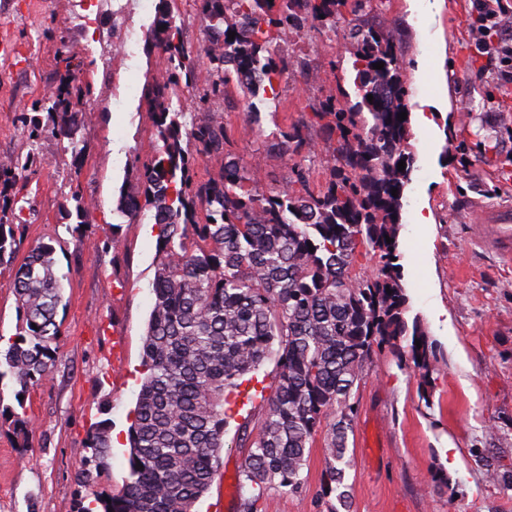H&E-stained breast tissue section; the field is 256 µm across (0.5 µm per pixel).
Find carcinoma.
Masks as SVG:
<instances>
[{
    "label": "carcinoma",
    "mask_w": 512,
    "mask_h": 512,
    "mask_svg": "<svg viewBox=\"0 0 512 512\" xmlns=\"http://www.w3.org/2000/svg\"><path fill=\"white\" fill-rule=\"evenodd\" d=\"M195 6L208 36L198 49L182 40L171 8L154 21L146 51L164 55L168 77L147 85L144 99L161 147L143 162L133 159L139 187L118 206L130 223L154 221L159 252L144 380L128 431V473L119 489L92 492L78 512H192L216 475L228 395L271 357L274 391L261 396L264 418L247 434L238 512H257L271 487L297 491L319 434L322 495L337 500L325 502L326 512H349L348 432L365 368L388 350L429 385L438 363L435 344L406 318L401 283L405 188L418 163L411 119L398 118L408 110L402 55L389 30L359 22L367 0H195ZM319 25L342 28L355 72L354 92L338 81L336 93L312 105L328 142L325 183L316 192L295 189L307 186L304 161L315 152L302 122L280 131L272 144L292 161L293 180L266 190L257 166L230 151L224 116L209 112L187 124L174 105L175 88L197 86L206 72L197 102L205 110L226 95L233 73L251 97L276 102L285 74L304 65L283 46ZM61 62L56 92L19 113L18 122L37 138L48 119L52 134L78 156L85 145L72 108L81 67L70 57ZM214 154L224 155V170L196 180V167ZM29 165L19 157L0 162V269L9 273L21 309L16 333L0 348V382L14 380L19 396L48 375L61 339L62 288L52 245L39 243L16 263L23 244L17 232L27 218L13 191ZM367 256L375 267L361 277L355 266ZM110 447L109 428L90 427L91 455L77 475L80 484L97 483Z\"/></svg>",
    "instance_id": "obj_1"
}]
</instances>
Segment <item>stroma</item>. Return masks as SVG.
I'll use <instances>...</instances> for the list:
<instances>
[{
  "instance_id": "35a3bbf8",
  "label": "stroma",
  "mask_w": 512,
  "mask_h": 512,
  "mask_svg": "<svg viewBox=\"0 0 512 512\" xmlns=\"http://www.w3.org/2000/svg\"><path fill=\"white\" fill-rule=\"evenodd\" d=\"M124 17L90 0H0V31L16 42V57L0 59V160L34 154L28 172L31 216L23 244L49 243L63 278L60 355L52 372L19 393L0 381V406L25 405L34 433L20 447L11 418L0 416V512H77L87 496L76 475L90 451V425H109L111 448L100 486L119 487L127 475V431L144 377L143 344L153 304L158 228L129 224L116 211L121 189L132 188L133 156L157 147L139 92L163 80V56L147 53L150 27L162 7L141 10L127 0ZM367 21L393 28L403 56L411 109L432 111L433 125L412 128L420 156L405 190L400 230L402 283L408 314L440 357L435 384L424 392L417 372L399 368L389 353L374 355L357 389L349 434L346 484L350 512H512V260L481 243L471 225L477 202L512 198V93L487 97L474 83L468 32L469 0H442L440 9L412 12L406 0H373ZM138 41L121 47L126 26ZM290 55L306 59L286 80L279 103L261 105L266 139L281 127L310 119L315 99L335 87L329 61L349 60L341 35L326 30L293 39ZM82 63L90 90L81 100L80 158L52 135L31 142L18 112L49 96L60 79L58 56ZM450 96L457 110L433 108ZM248 96L230 85L212 111L223 113L238 157L258 164L264 187L290 174L285 158L267 151L244 120ZM80 191L83 215L69 197ZM432 223L421 224L417 213ZM85 222L86 233L73 231ZM117 236L120 259L97 251ZM123 343L121 379L112 375V339ZM261 408L234 407L225 429L217 475L195 512H237L234 486L249 452L243 424L257 426ZM495 468L502 481L491 480ZM324 451L315 440L296 492L270 489L257 512H324L319 498Z\"/></svg>"
}]
</instances>
